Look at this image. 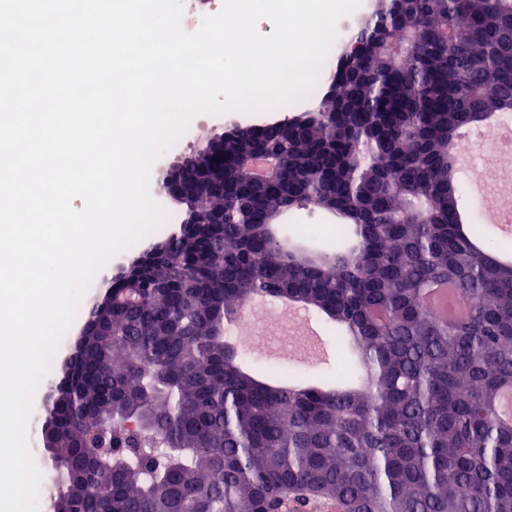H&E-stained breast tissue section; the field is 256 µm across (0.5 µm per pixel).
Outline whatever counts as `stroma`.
I'll list each match as a JSON object with an SVG mask.
<instances>
[{"mask_svg": "<svg viewBox=\"0 0 512 512\" xmlns=\"http://www.w3.org/2000/svg\"><path fill=\"white\" fill-rule=\"evenodd\" d=\"M331 67H322L313 84L303 96L289 100L282 113L225 110L217 113H200L188 123L182 136L171 144L158 158L157 169H165L192 155L205 142L220 135L233 125H257L277 120L279 115H291L312 107L327 89ZM332 219L321 212L300 210L288 215L282 233L304 234L307 246L321 253L332 251L336 241L327 231ZM258 313L267 314L268 320L260 334L247 345L240 347L241 359L246 368L261 376H286L292 379H315L334 375L339 367L338 355L343 333L334 322L315 310L295 316L286 311L268 313L263 304H256Z\"/></svg>", "mask_w": 512, "mask_h": 512, "instance_id": "35a3bbf8", "label": "stroma"}]
</instances>
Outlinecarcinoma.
Instances as JSON below:
<instances>
[{
    "mask_svg": "<svg viewBox=\"0 0 512 512\" xmlns=\"http://www.w3.org/2000/svg\"><path fill=\"white\" fill-rule=\"evenodd\" d=\"M340 48L316 109L224 135V223L133 262L50 385V512H274L290 489L345 512H512V265L458 231L454 135L512 115V0H386ZM274 153L269 182L240 161ZM318 210L352 238L304 254L274 230ZM470 300L438 318L423 293ZM281 296L343 326L350 367L297 385L244 371L225 325ZM453 294V289L450 286L445 285H439L435 286L433 288H430L426 295V304H432L438 311H435L434 313L441 317V318H454L462 313H464L465 309L463 308H448L445 311L442 307V302L444 298L447 296H451Z\"/></svg>",
    "mask_w": 512,
    "mask_h": 512,
    "instance_id": "obj_1",
    "label": "carcinoma"
}]
</instances>
